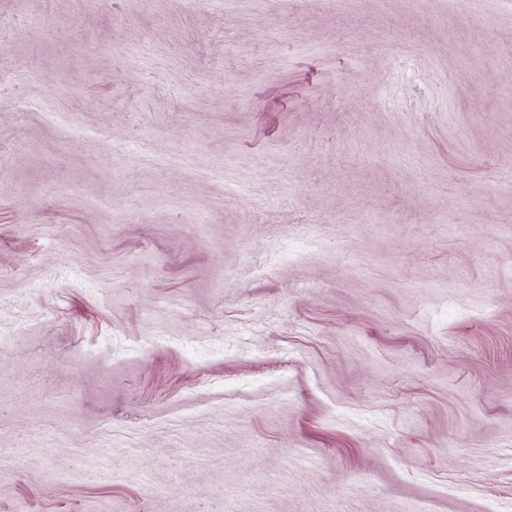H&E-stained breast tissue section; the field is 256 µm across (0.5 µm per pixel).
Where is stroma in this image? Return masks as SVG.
<instances>
[{
    "label": "stroma",
    "instance_id": "stroma-1",
    "mask_svg": "<svg viewBox=\"0 0 512 512\" xmlns=\"http://www.w3.org/2000/svg\"><path fill=\"white\" fill-rule=\"evenodd\" d=\"M512 512V0H0V512Z\"/></svg>",
    "mask_w": 512,
    "mask_h": 512
}]
</instances>
